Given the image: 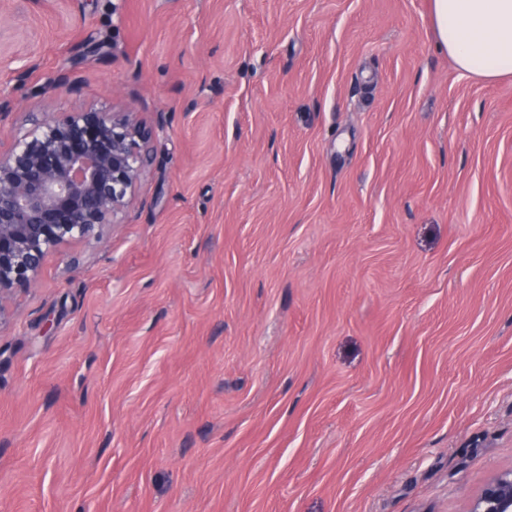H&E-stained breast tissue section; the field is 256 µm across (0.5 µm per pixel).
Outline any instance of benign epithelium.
I'll return each mask as SVG.
<instances>
[{
	"mask_svg": "<svg viewBox=\"0 0 512 512\" xmlns=\"http://www.w3.org/2000/svg\"><path fill=\"white\" fill-rule=\"evenodd\" d=\"M71 69L39 90H76ZM34 136L0 153V319L18 290L34 287L46 256L74 239L105 243L151 161L137 113L43 112ZM467 512H512V469L492 478Z\"/></svg>",
	"mask_w": 512,
	"mask_h": 512,
	"instance_id": "obj_1",
	"label": "benign epithelium"
}]
</instances>
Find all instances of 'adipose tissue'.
Returning a JSON list of instances; mask_svg holds the SVG:
<instances>
[{"mask_svg": "<svg viewBox=\"0 0 512 512\" xmlns=\"http://www.w3.org/2000/svg\"><path fill=\"white\" fill-rule=\"evenodd\" d=\"M440 47L463 74L512 76V0H432Z\"/></svg>", "mask_w": 512, "mask_h": 512, "instance_id": "1", "label": "adipose tissue"}]
</instances>
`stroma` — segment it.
<instances>
[{
  "mask_svg": "<svg viewBox=\"0 0 512 512\" xmlns=\"http://www.w3.org/2000/svg\"><path fill=\"white\" fill-rule=\"evenodd\" d=\"M33 51L0 152L131 108L152 160L0 322V512H467L512 468V79L431 0H0ZM81 79L76 72L71 69L60 70L51 77H48L44 85L39 87V91L46 89L65 88L69 91H75L80 85Z\"/></svg>",
  "mask_w": 512,
  "mask_h": 512,
  "instance_id": "1",
  "label": "stroma"
}]
</instances>
